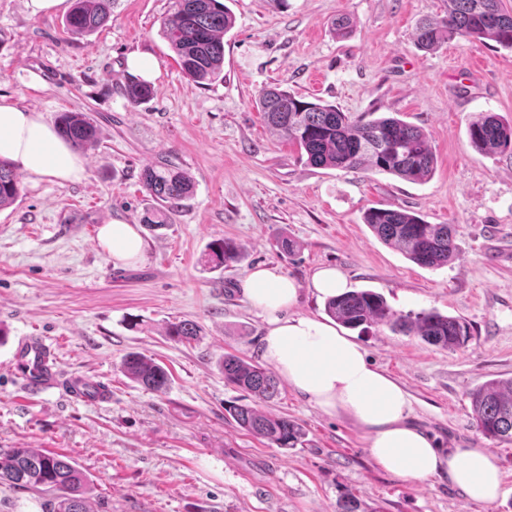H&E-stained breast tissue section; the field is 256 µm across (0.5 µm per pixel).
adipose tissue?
Here are the masks:
<instances>
[{
	"label": "adipose tissue",
	"mask_w": 512,
	"mask_h": 512,
	"mask_svg": "<svg viewBox=\"0 0 512 512\" xmlns=\"http://www.w3.org/2000/svg\"><path fill=\"white\" fill-rule=\"evenodd\" d=\"M0 157L25 173L58 183L82 180L83 159L41 112L0 98ZM100 236L113 260L133 263L145 244L135 225L105 224ZM244 294L265 322L262 355L297 392L366 436L377 467L404 481L447 478L469 502L490 506L502 495L496 457L484 448H439L411 419L407 392L368 359L361 343L331 323L295 313L296 282L275 267L252 270Z\"/></svg>",
	"instance_id": "obj_1"
}]
</instances>
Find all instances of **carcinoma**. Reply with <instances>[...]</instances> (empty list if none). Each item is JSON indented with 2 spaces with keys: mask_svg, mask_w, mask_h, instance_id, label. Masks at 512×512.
Masks as SVG:
<instances>
[{
  "mask_svg": "<svg viewBox=\"0 0 512 512\" xmlns=\"http://www.w3.org/2000/svg\"><path fill=\"white\" fill-rule=\"evenodd\" d=\"M503 0H448V16L416 24L417 44L434 50L452 38L489 40L512 50V9ZM113 0H75L66 17V27L77 34L97 31L112 15ZM234 26V17L223 0H170L161 22V33L178 58L184 75L207 86L224 79V34ZM123 94L133 105L153 95L150 83L130 78ZM269 127L306 155L316 168L364 170L390 174L408 181H422L435 165L427 135L420 128L394 116L353 119L335 106L304 101L279 86L266 89L257 101ZM58 131L73 148L88 151L98 142L93 120L83 112H63ZM471 147L479 153L512 154V125L481 113L469 125ZM142 183L156 206L146 211L142 223L153 229L167 224L169 215L192 193L184 173L163 163L142 173ZM20 194L12 162L0 159V208ZM364 221L384 243L400 249L414 263L439 268L448 265L457 250L448 224H429L408 211L372 207ZM208 262L215 267L235 259L234 246L215 241L208 247ZM327 314L348 328L387 326L395 332L413 334L428 344L460 348L468 341V326L455 317L435 311L415 316L395 312L382 295L371 290H350L326 303ZM199 334L197 324H172L168 335L189 342ZM125 374L144 388L164 389L168 376L163 366L137 353L122 363ZM224 380L251 392L258 403L227 409L238 427L279 448H293L304 433L286 417L272 416L260 402L278 392L275 375L254 361L234 354L224 355ZM471 414L486 438L512 441V378L489 380L469 393ZM87 477L67 456L39 448L0 449V482L56 494L50 512H90L84 495Z\"/></svg>",
  "mask_w": 512,
  "mask_h": 512,
  "instance_id": "cac0c4a2",
  "label": "carcinoma"
}]
</instances>
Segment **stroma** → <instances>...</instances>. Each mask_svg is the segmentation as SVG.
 Returning <instances> with one entry per match:
<instances>
[{"label":"stroma","mask_w":512,"mask_h":512,"mask_svg":"<svg viewBox=\"0 0 512 512\" xmlns=\"http://www.w3.org/2000/svg\"><path fill=\"white\" fill-rule=\"evenodd\" d=\"M26 0H0V97L42 112H85L99 129L83 180L58 184L20 174L18 200L0 210V448H41L74 460L90 484L91 512H337L344 493L367 512H512V441L483 437L469 392L512 377V155L482 154L467 129L479 112L512 124V51L453 39L431 52L418 20L442 18L448 0H226L224 78L199 86L160 33L168 0H116L88 36L65 27L66 10L30 15ZM350 18L346 37L333 24ZM152 57L150 100L122 94L128 58ZM288 88L359 118L391 115L422 129L436 158L410 182L371 171L316 168L266 126L262 90ZM165 162L193 179L169 224L140 221L152 198L146 167ZM400 209L456 229L451 263L428 268L379 240L369 208ZM111 220L139 227L145 255L113 261L99 240ZM232 239L237 262L212 268L210 242ZM294 247L284 250L282 240ZM300 286L296 313L324 316L310 282L339 270L351 290L381 294L401 314L437 311L470 329L444 349L388 327L352 334L372 363L409 394L413 421L443 448L493 453L503 495L468 503L447 480L409 484L378 469L364 433L280 383L265 411L295 421L302 444L279 448L241 429L228 404L254 397L227 384L225 353L261 361L264 322L244 296L257 266ZM196 322L191 343L167 327ZM45 337L61 377L108 387L103 403L76 401L59 385L30 391L10 370L18 342ZM169 373L153 392L127 378V354Z\"/></svg>","instance_id":"1"}]
</instances>
